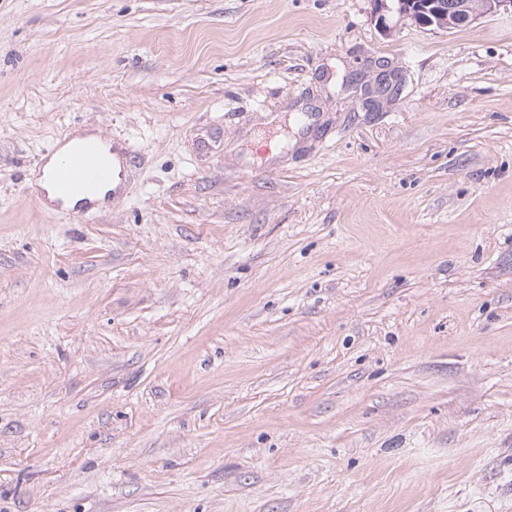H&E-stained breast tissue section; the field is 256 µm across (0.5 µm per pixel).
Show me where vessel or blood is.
<instances>
[{
	"instance_id": "b4317fda",
	"label": "vessel or blood",
	"mask_w": 512,
	"mask_h": 512,
	"mask_svg": "<svg viewBox=\"0 0 512 512\" xmlns=\"http://www.w3.org/2000/svg\"><path fill=\"white\" fill-rule=\"evenodd\" d=\"M134 159L132 150L110 137L74 147L67 158L49 174L59 199H67L81 189L111 185L113 200L126 193V170Z\"/></svg>"
}]
</instances>
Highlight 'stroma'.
<instances>
[{
  "label": "stroma",
  "mask_w": 512,
  "mask_h": 512,
  "mask_svg": "<svg viewBox=\"0 0 512 512\" xmlns=\"http://www.w3.org/2000/svg\"><path fill=\"white\" fill-rule=\"evenodd\" d=\"M0 512H512V14L0 0ZM96 138V134L93 133H77L63 144L44 164L41 176H37L31 182L32 192L37 196H41L42 192V197L45 195V198L52 202L56 199L54 190L59 198L57 203L58 211L67 214L77 212L84 215L96 209V205L92 201H85L82 209L78 211H70L61 207L64 199H67L74 192L81 189L99 187L90 195H78L70 198L66 202V206L73 207L84 197L94 198L103 202L110 192H112V202L115 203L123 199L126 193V170L129 163L136 156L124 143L111 139L110 136L100 137L97 143L82 144L74 147L67 158L60 165L52 169L67 154L72 144L76 142H91ZM107 153H111L112 167L108 161ZM51 169L49 179L52 187L47 178V173ZM109 182L111 183L105 185Z\"/></svg>",
  "instance_id": "1"
}]
</instances>
